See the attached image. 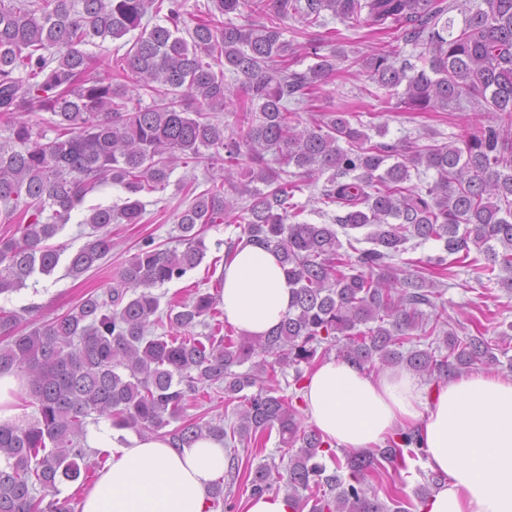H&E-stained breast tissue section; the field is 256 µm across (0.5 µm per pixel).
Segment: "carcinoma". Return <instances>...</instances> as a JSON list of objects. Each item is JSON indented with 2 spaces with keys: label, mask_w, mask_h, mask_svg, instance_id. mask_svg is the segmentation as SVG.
I'll return each instance as SVG.
<instances>
[{
  "label": "carcinoma",
  "mask_w": 512,
  "mask_h": 512,
  "mask_svg": "<svg viewBox=\"0 0 512 512\" xmlns=\"http://www.w3.org/2000/svg\"><path fill=\"white\" fill-rule=\"evenodd\" d=\"M483 4L464 11L456 31L448 16L455 5L446 0H210L207 17L191 28L179 0H0V118L10 123L0 142V223L20 232L0 237V295L55 270L66 247L50 240L97 185H119L127 197L90 209L89 239L67 259L75 279L111 252L115 218L141 223L137 194L167 182L184 158L221 172V185L197 194L177 216L178 246L145 240L113 285L25 334L16 332L19 313L0 309L7 339L0 370L26 377L39 414L0 425V512H73L69 500L57 498L58 485L86 480L105 463L103 456L88 461L92 416L139 435L168 436L177 447L204 436L262 447L275 432L294 454L284 475L274 462L258 465L252 494L283 483L296 512H389L369 493V481L417 458L414 432L399 428L382 448L339 455L318 430L301 426L293 399L280 395L277 370L294 367L293 385L302 387L304 369L326 356L318 352L325 343L369 371L404 364L430 379L500 363L483 333L445 329L435 299L447 258L422 268L394 263L410 240H435L465 259L477 245L484 269L512 271V0ZM164 5L163 23L145 22ZM244 11L249 23L224 21ZM326 12L352 29L392 35L350 63L375 85L372 96L396 94L407 112L470 98L492 121L466 126L455 144L425 145L373 142L347 112L303 124L288 103L321 90L346 55L338 47L321 53L313 37L289 41L280 22L297 15L305 27H321ZM137 29L120 60L134 85L94 78L97 57L83 47ZM400 41L425 45L429 67L398 63ZM302 57L315 62L291 69ZM234 98L243 135L226 137L212 115ZM29 112L51 113L56 136L34 130L23 118ZM422 170L436 173L424 188L411 184ZM324 174L321 201L343 213L310 224L300 219L304 206L292 202L294 178ZM230 221L243 226L238 241L276 252L294 285L288 313L265 336L223 332L220 282L164 311L152 292L202 262L206 225ZM339 228L369 229L372 247L342 243ZM210 319L216 324L204 336L153 334L165 324L189 328ZM246 363L247 371H234ZM217 383L238 416L227 429L187 414L200 390ZM238 477L231 472L229 482L213 484L211 508L224 503V485Z\"/></svg>",
  "instance_id": "obj_1"
}]
</instances>
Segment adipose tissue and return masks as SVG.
<instances>
[{"label":"adipose tissue","instance_id":"adipose-tissue-1","mask_svg":"<svg viewBox=\"0 0 512 512\" xmlns=\"http://www.w3.org/2000/svg\"><path fill=\"white\" fill-rule=\"evenodd\" d=\"M292 294L264 246L239 245L224 262V317L247 335L275 328ZM303 401L310 424L340 448L370 449L398 428L418 429L427 467L445 478L425 512H512L511 381L473 372L430 391L405 369L375 375L330 358L305 381ZM87 442L111 458L80 512H211L209 488L229 466L223 441L211 437L177 447L116 429Z\"/></svg>","mask_w":512,"mask_h":512}]
</instances>
